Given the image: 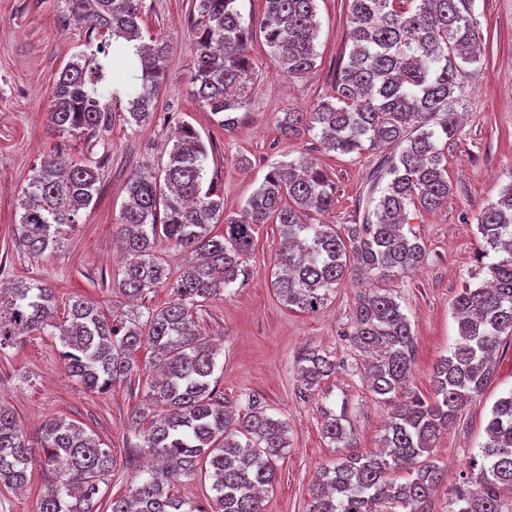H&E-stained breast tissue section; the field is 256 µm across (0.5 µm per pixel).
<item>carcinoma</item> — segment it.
<instances>
[{
	"label": "carcinoma",
	"mask_w": 512,
	"mask_h": 512,
	"mask_svg": "<svg viewBox=\"0 0 512 512\" xmlns=\"http://www.w3.org/2000/svg\"><path fill=\"white\" fill-rule=\"evenodd\" d=\"M60 2L95 50L76 55L60 72L50 120L62 136L89 137L112 121L98 54L115 36L142 38L143 0ZM236 2L194 5V95L206 111L224 115L226 128L235 126L232 113L247 106L252 74V31ZM318 27L316 0H266L260 32L278 68L303 75L315 66ZM347 40L351 50L337 69L336 95L307 112L285 113L280 131L288 139L316 130L327 152L384 153L368 175L362 223L340 231L314 222L335 207L336 191L325 169L303 157L273 163L240 213L224 214V197L205 179V142L194 128L180 127L162 167L147 162L131 174L119 227L121 293L139 297L166 284L172 294L167 305L143 318L109 320L80 296L58 313L55 291L45 281L0 289V351L32 333L56 336L69 375L88 390L103 392L132 375L133 355L151 350L149 402L130 408L129 425L155 464L126 495L101 506L100 485L116 466L111 449L64 418L47 419L33 440L0 406V488L26 485L36 462L54 479L38 512H195L175 486L202 474L211 479L213 512H265L262 491L275 483L277 462L290 446L287 426L256 400L242 413L224 408L215 377L220 349L199 332L194 312L245 276L244 259L255 251L262 224L278 225L284 243L276 294L303 312L319 311L346 279L370 274L384 280L420 266L426 249L410 214L435 210L448 199V156L440 144L457 135L455 93L462 91L464 65L480 58L472 0H351ZM145 51L123 117L129 126L150 117L163 77L167 46L147 44ZM98 183L90 165L41 156L19 203L22 246L34 256L57 249L98 195ZM220 221L224 231L212 234ZM477 233L484 242L479 271L486 278L455 297L459 339L433 370V399L407 393L397 400L414 358L413 332L400 304L385 288L358 297L348 337L373 353L369 388L390 407L385 451L359 453L346 425L323 409L325 437L348 454L320 468L309 489V512H428V499L444 479L430 456L431 442L484 394L496 352L512 338V186L477 217ZM163 247L183 256L174 280L157 255ZM297 371L314 392L336 373V360L307 348ZM152 403L166 413L151 414ZM485 433L448 512H512V500L500 497L512 488V391L494 402ZM397 470L406 471L405 482L392 478Z\"/></svg>",
	"instance_id": "1"
}]
</instances>
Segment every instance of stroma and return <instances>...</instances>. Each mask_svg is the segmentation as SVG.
<instances>
[{"instance_id": "stroma-1", "label": "stroma", "mask_w": 512, "mask_h": 512, "mask_svg": "<svg viewBox=\"0 0 512 512\" xmlns=\"http://www.w3.org/2000/svg\"><path fill=\"white\" fill-rule=\"evenodd\" d=\"M193 5L194 0H144V38L169 47L155 110L139 129L124 123L127 88L136 69L123 41H114L103 60L104 86L114 93L112 125L87 139L60 136L48 120L59 73L85 48L83 30L63 19L58 0H0V283L46 281L55 288L59 305L80 296L115 318L166 306L168 288H155L134 300L115 287L122 266L118 225L131 174L142 163H160L172 147L174 128L182 124L211 145L206 170L224 195L227 214L241 210L271 164L304 155L322 164L335 182L336 206L324 223H361L367 176L380 153H329L315 135L286 140L278 128L285 113L310 110L334 95L336 67L351 49L349 0H316L317 59L301 77L283 78L263 36L253 37L250 98L228 131L193 96ZM473 10L481 28V55L454 104L463 122L445 148L452 190L440 209L413 220L426 247L423 264L381 282H343L319 312L304 313L285 306L273 288L281 237L275 225L264 224L244 283L230 295L204 303L197 313L205 335L221 347L216 375L225 404L241 411L256 400L287 424L290 448L265 495L266 512H307L308 490L320 468L343 456V449L322 434L320 404L343 412L353 447L364 452L381 447L389 409L370 391L365 356L345 335L358 295L382 286L400 303L415 338L407 388L428 397L430 375L458 337L453 301L463 286L480 284L472 276L481 243L475 218L512 182V0H474ZM54 151L70 162L97 165L100 195L95 205L80 212L78 228L62 248L36 257L15 239L18 201L38 158ZM312 347L327 351L337 364L323 403L305 390L296 372L298 355ZM60 350L58 340L34 333L0 352V405L14 411L31 437L45 419L55 416L99 437L117 461L99 497L106 501L124 495L146 467L147 456L139 448L138 432L128 424V411L148 392L145 367L151 353L136 352L140 373L97 393L69 376ZM511 391L512 341L501 347L485 394L432 444V455L446 474L431 498L432 512H448L454 489L485 439L491 406ZM46 485L41 468H34L27 486L0 490V512H37Z\"/></svg>"}]
</instances>
